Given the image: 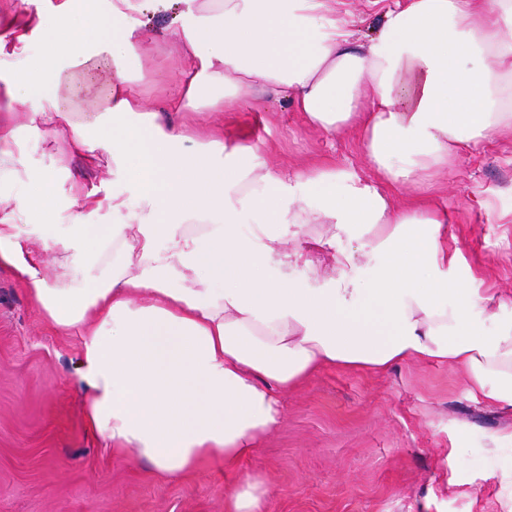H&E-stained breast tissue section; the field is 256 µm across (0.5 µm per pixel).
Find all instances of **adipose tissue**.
<instances>
[{
  "label": "adipose tissue",
  "mask_w": 512,
  "mask_h": 512,
  "mask_svg": "<svg viewBox=\"0 0 512 512\" xmlns=\"http://www.w3.org/2000/svg\"><path fill=\"white\" fill-rule=\"evenodd\" d=\"M149 2L44 0L39 19L59 39L5 79L11 98H39L40 122L89 163L110 156L138 186L136 202L113 196L118 221L101 236L85 222L102 205L92 191L76 190L67 223H32L57 195L44 177L0 211V262L78 339L73 383L103 446L168 479L215 457L234 465L280 425L278 394L325 366L444 364L473 400L512 407V296L466 263L447 207L430 201L436 175L512 129V0H397L358 42L329 0H174L189 63L174 113L200 100L232 112L242 89L284 90L311 126L358 131L369 178L273 171L251 146L146 110L126 72ZM103 56L102 92L66 108ZM401 186L413 201L394 198ZM301 265L311 287L293 283Z\"/></svg>",
  "instance_id": "ef3b65f1"
}]
</instances>
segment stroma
Listing matches in <instances>:
<instances>
[{
	"mask_svg": "<svg viewBox=\"0 0 512 512\" xmlns=\"http://www.w3.org/2000/svg\"><path fill=\"white\" fill-rule=\"evenodd\" d=\"M395 0H330L358 35ZM41 0H0V31H28L26 51L0 52V113H12L21 155L18 168L48 177L57 206L39 224H64L72 185L95 187L102 201L87 223L112 222L108 204L119 194L137 200L138 187L112 164L88 167L69 142L33 128L36 98L11 100L4 75L29 66L48 35L36 27ZM175 7L151 0L142 15L140 45L130 58V87L147 109L179 101L187 65L161 36ZM198 130L223 125L224 140H246L272 170L328 163L371 175L363 145L346 130L308 127L273 91L238 112L192 115ZM497 194L512 210V130L456 162L440 179L448 231L467 262L483 266L494 287L512 292V224L488 223L478 201ZM80 355L76 338L58 334L41 316L14 269L0 265V512H224V492L245 476L261 482L267 512H512V490L485 474L512 467V410L472 400L443 364L404 362L381 375L326 368L303 388L280 396L283 419L233 469L214 461L178 479L113 456L87 425L83 397L71 382ZM502 436L488 454L492 436ZM453 452L461 494L445 492L444 456Z\"/></svg>",
	"mask_w": 512,
	"mask_h": 512,
	"instance_id": "stroma-1",
	"label": "stroma"
}]
</instances>
